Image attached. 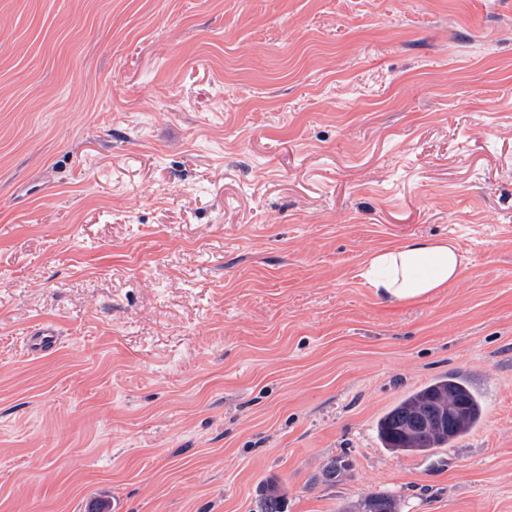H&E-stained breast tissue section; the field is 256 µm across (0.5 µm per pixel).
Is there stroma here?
I'll return each instance as SVG.
<instances>
[{
    "instance_id": "obj_1",
    "label": "stroma",
    "mask_w": 512,
    "mask_h": 512,
    "mask_svg": "<svg viewBox=\"0 0 512 512\" xmlns=\"http://www.w3.org/2000/svg\"><path fill=\"white\" fill-rule=\"evenodd\" d=\"M416 238L460 280L383 301L367 258ZM448 374L479 425L382 448ZM270 478L512 512V0H0V512H256Z\"/></svg>"
}]
</instances>
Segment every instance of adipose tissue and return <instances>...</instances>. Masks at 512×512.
<instances>
[{"label": "adipose tissue", "mask_w": 512, "mask_h": 512, "mask_svg": "<svg viewBox=\"0 0 512 512\" xmlns=\"http://www.w3.org/2000/svg\"><path fill=\"white\" fill-rule=\"evenodd\" d=\"M464 260L448 240L413 239L373 253L364 277L376 296L389 302L427 297L455 282Z\"/></svg>", "instance_id": "1"}]
</instances>
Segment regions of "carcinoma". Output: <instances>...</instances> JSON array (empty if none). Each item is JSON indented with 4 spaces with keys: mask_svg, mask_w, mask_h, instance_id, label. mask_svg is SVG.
Segmentation results:
<instances>
[{
    "mask_svg": "<svg viewBox=\"0 0 512 512\" xmlns=\"http://www.w3.org/2000/svg\"><path fill=\"white\" fill-rule=\"evenodd\" d=\"M484 405L459 377H439L403 396L376 422L382 447L402 455L428 454L457 441L482 420ZM284 494L269 483L257 512H284ZM363 512H397L394 499L376 494L363 502Z\"/></svg>",
    "mask_w": 512,
    "mask_h": 512,
    "instance_id": "cac0c4a2",
    "label": "carcinoma"
}]
</instances>
